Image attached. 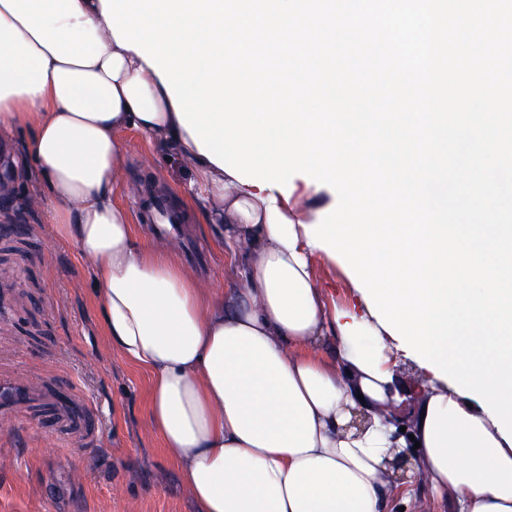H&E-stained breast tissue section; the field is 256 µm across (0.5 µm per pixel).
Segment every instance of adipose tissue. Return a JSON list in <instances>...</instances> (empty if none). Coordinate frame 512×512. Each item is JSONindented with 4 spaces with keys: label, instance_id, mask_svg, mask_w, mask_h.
Returning a JSON list of instances; mask_svg holds the SVG:
<instances>
[{
    "label": "adipose tissue",
    "instance_id": "adipose-tissue-1",
    "mask_svg": "<svg viewBox=\"0 0 512 512\" xmlns=\"http://www.w3.org/2000/svg\"><path fill=\"white\" fill-rule=\"evenodd\" d=\"M94 281L106 342L150 380L149 426L195 512H388L423 484L454 512H512V446L431 377L408 416L371 313L330 308L308 261L315 212L202 154L154 68L101 0H0V137ZM134 129L191 164L203 230L236 276L217 291L173 243L142 242L117 200Z\"/></svg>",
    "mask_w": 512,
    "mask_h": 512
}]
</instances>
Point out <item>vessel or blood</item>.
<instances>
[{
	"mask_svg": "<svg viewBox=\"0 0 512 512\" xmlns=\"http://www.w3.org/2000/svg\"><path fill=\"white\" fill-rule=\"evenodd\" d=\"M139 221L143 224H183L185 209L171 199L160 196L151 205L141 208ZM44 410L55 429L56 444H87L99 431L95 426L97 413L87 402L83 391L72 380L46 384L17 370L13 364H0V431L19 433L24 424Z\"/></svg>",
	"mask_w": 512,
	"mask_h": 512,
	"instance_id": "1",
	"label": "vessel or blood"
}]
</instances>
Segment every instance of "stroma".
Here are the masks:
<instances>
[{"label": "stroma", "instance_id": "obj_1", "mask_svg": "<svg viewBox=\"0 0 512 512\" xmlns=\"http://www.w3.org/2000/svg\"><path fill=\"white\" fill-rule=\"evenodd\" d=\"M127 145L118 199L137 210L150 190L184 205L188 221L179 234L195 244L193 271L211 288L223 287L234 270L201 231L190 162L158 152L134 130ZM20 138L0 142V225L25 224L19 241L0 239V358H18L34 375L72 377L98 412L97 446H56L38 424L16 436L0 433V512H193L177 470L166 462L147 426L142 405L146 375L108 349L86 264L73 245L56 241L45 214L30 208L32 182L16 173ZM317 285L328 304L361 310V298L340 263L313 258Z\"/></svg>", "mask_w": 512, "mask_h": 512}]
</instances>
